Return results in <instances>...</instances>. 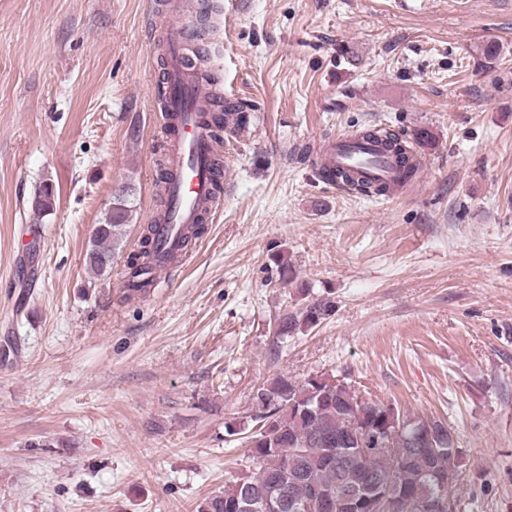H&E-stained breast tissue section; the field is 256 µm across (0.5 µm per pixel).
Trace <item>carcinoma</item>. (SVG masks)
Instances as JSON below:
<instances>
[{
	"mask_svg": "<svg viewBox=\"0 0 512 512\" xmlns=\"http://www.w3.org/2000/svg\"><path fill=\"white\" fill-rule=\"evenodd\" d=\"M56 191L41 184L34 193L33 208L39 215L54 211ZM132 215V205L125 196L113 199L111 224L93 235L86 252V264L98 277L112 269V248L124 238ZM157 224L143 228L139 255L128 265L126 291L149 293L151 280L144 258L154 253ZM204 231V222L186 225L181 231L180 251L187 253ZM280 278L296 284L300 294L307 286L296 282L287 257L273 258ZM334 305L317 299L296 312L285 315L279 323V335L285 338L306 331L331 316ZM256 410L248 435L252 471L224 485V490L205 498L197 512H238L244 490L257 497L281 493L301 503L316 495L336 496V492L354 494L383 484L384 496L377 512H388L387 502H405L401 512H420L419 506L439 498L453 500L452 491L459 481L454 476L441 485L436 474L457 464L461 450L455 446L451 431L440 421L416 420L392 405L370 401L343 379L330 375L312 376L303 381L280 374L256 389ZM404 425L403 447H410L415 434L427 425L443 431L434 447L396 456L378 446L373 433L389 419ZM349 443V451L336 458V442Z\"/></svg>",
	"mask_w": 512,
	"mask_h": 512,
	"instance_id": "obj_1",
	"label": "carcinoma"
}]
</instances>
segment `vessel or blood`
I'll list each match as a JSON object with an SVG mask.
<instances>
[{
  "label": "vessel or blood",
  "mask_w": 512,
  "mask_h": 512,
  "mask_svg": "<svg viewBox=\"0 0 512 512\" xmlns=\"http://www.w3.org/2000/svg\"><path fill=\"white\" fill-rule=\"evenodd\" d=\"M202 39V32L186 23L169 27L166 36L163 98L174 178L168 186V215L157 229L160 258L153 264L157 279L169 271L166 255L179 250L182 226L195 223L200 210L215 213L224 186L212 171L215 146L207 125L208 113L221 111L222 104L211 96L197 72L195 56ZM314 167L316 176L332 188L337 185L336 172L340 169L392 190L400 187L404 176L398 155L366 138L330 141L321 149Z\"/></svg>",
  "instance_id": "b4317fda"
}]
</instances>
